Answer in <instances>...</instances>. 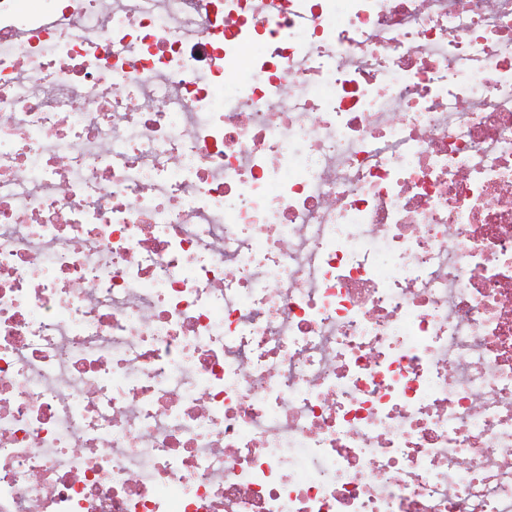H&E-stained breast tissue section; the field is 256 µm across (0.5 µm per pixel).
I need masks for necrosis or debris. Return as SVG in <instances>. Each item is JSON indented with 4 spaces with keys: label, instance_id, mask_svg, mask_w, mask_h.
<instances>
[{
    "label": "necrosis or debris",
    "instance_id": "4bbe7bcc",
    "mask_svg": "<svg viewBox=\"0 0 512 512\" xmlns=\"http://www.w3.org/2000/svg\"><path fill=\"white\" fill-rule=\"evenodd\" d=\"M0 512H512V0H0Z\"/></svg>",
    "mask_w": 512,
    "mask_h": 512
}]
</instances>
